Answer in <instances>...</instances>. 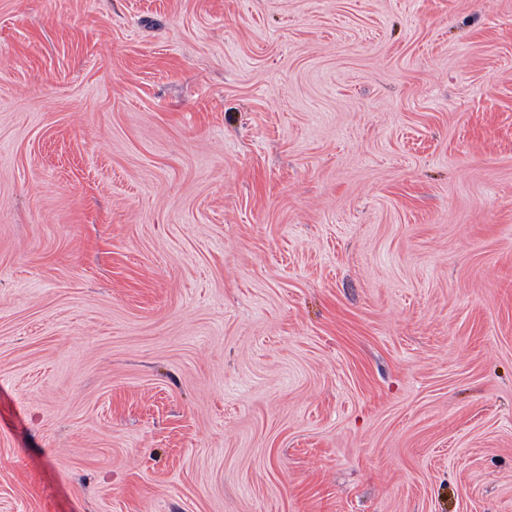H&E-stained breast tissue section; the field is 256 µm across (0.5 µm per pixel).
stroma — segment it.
Listing matches in <instances>:
<instances>
[{
    "instance_id": "obj_1",
    "label": "stroma",
    "mask_w": 512,
    "mask_h": 512,
    "mask_svg": "<svg viewBox=\"0 0 512 512\" xmlns=\"http://www.w3.org/2000/svg\"><path fill=\"white\" fill-rule=\"evenodd\" d=\"M0 512H512V0H0Z\"/></svg>"
}]
</instances>
